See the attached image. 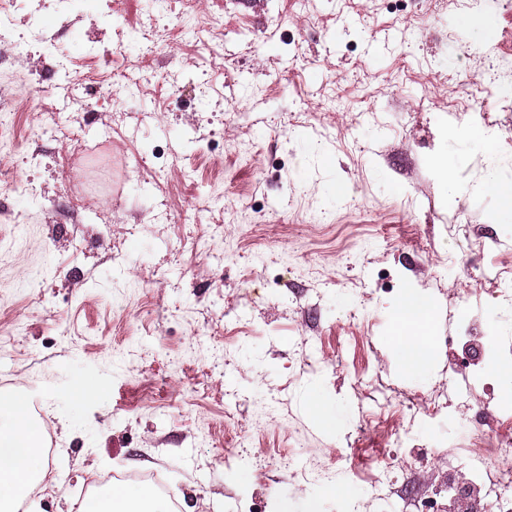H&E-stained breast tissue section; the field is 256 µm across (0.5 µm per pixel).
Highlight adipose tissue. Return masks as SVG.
I'll return each instance as SVG.
<instances>
[{"label":"adipose tissue","instance_id":"adipose-tissue-1","mask_svg":"<svg viewBox=\"0 0 512 512\" xmlns=\"http://www.w3.org/2000/svg\"><path fill=\"white\" fill-rule=\"evenodd\" d=\"M394 326L404 367L418 369L432 349L431 304L424 297L406 295L396 311ZM24 407L22 399L0 394V507L14 500L19 484L29 474H47L39 462V434L27 422ZM139 503L145 504V512H173L167 499L142 486L113 488L105 500L90 504L84 512H133Z\"/></svg>","mask_w":512,"mask_h":512}]
</instances>
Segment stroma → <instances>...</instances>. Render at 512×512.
<instances>
[{
  "instance_id": "obj_1",
  "label": "stroma",
  "mask_w": 512,
  "mask_h": 512,
  "mask_svg": "<svg viewBox=\"0 0 512 512\" xmlns=\"http://www.w3.org/2000/svg\"><path fill=\"white\" fill-rule=\"evenodd\" d=\"M11 13L0 94L28 103L0 107V393L54 441L41 512L137 471L179 512H446L449 457L512 405L501 374L465 403L450 385L484 337L512 350L491 297L512 290V213L475 190L492 166L512 184L490 81L512 0ZM410 292L435 306L411 374L391 338Z\"/></svg>"
}]
</instances>
